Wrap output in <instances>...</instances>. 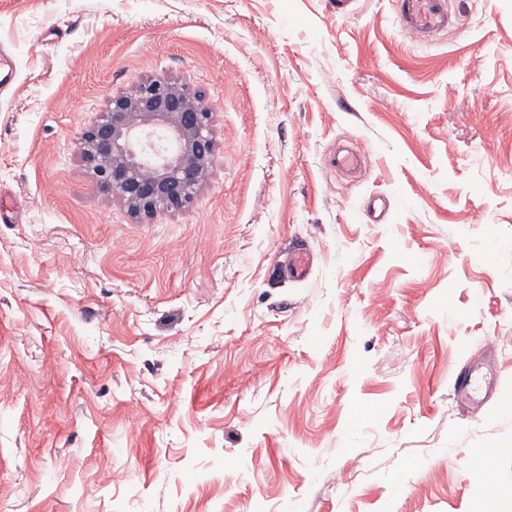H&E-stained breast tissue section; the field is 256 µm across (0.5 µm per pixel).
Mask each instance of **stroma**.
Returning <instances> with one entry per match:
<instances>
[{
    "label": "stroma",
    "mask_w": 512,
    "mask_h": 512,
    "mask_svg": "<svg viewBox=\"0 0 512 512\" xmlns=\"http://www.w3.org/2000/svg\"><path fill=\"white\" fill-rule=\"evenodd\" d=\"M334 4L0 0V512H512V414L450 384L512 396V0L417 41ZM163 73L216 147L139 218L77 141ZM312 255L308 249L297 246L288 253V274L298 280L306 279L312 270ZM492 375L495 382L494 387L491 388L490 392H487L483 398H479L478 391L481 387L482 378L479 367L472 365L459 370L453 377L452 382L458 398L471 402L476 405L477 408L482 407L486 401L493 397L495 388L499 382L497 374L492 371Z\"/></svg>",
    "instance_id": "stroma-1"
}]
</instances>
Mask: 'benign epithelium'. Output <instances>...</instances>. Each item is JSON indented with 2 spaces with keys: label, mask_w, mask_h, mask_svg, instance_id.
Here are the masks:
<instances>
[{
  "label": "benign epithelium",
  "mask_w": 512,
  "mask_h": 512,
  "mask_svg": "<svg viewBox=\"0 0 512 512\" xmlns=\"http://www.w3.org/2000/svg\"><path fill=\"white\" fill-rule=\"evenodd\" d=\"M213 106L185 83L157 75L114 97L107 116L90 124L77 147L96 187L119 197L131 214L151 217L194 201L214 151ZM162 126L176 151L161 155L147 141Z\"/></svg>",
  "instance_id": "benign-epithelium-1"
}]
</instances>
